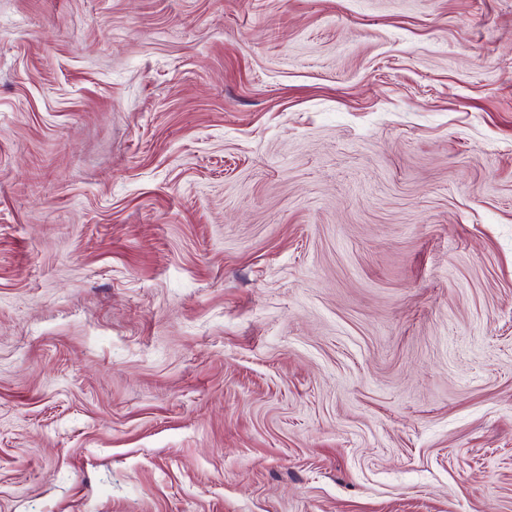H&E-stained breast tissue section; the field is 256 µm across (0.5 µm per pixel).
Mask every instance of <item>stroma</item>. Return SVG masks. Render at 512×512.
Wrapping results in <instances>:
<instances>
[{
  "label": "stroma",
  "instance_id": "stroma-1",
  "mask_svg": "<svg viewBox=\"0 0 512 512\" xmlns=\"http://www.w3.org/2000/svg\"><path fill=\"white\" fill-rule=\"evenodd\" d=\"M0 512H512V0H0Z\"/></svg>",
  "mask_w": 512,
  "mask_h": 512
}]
</instances>
